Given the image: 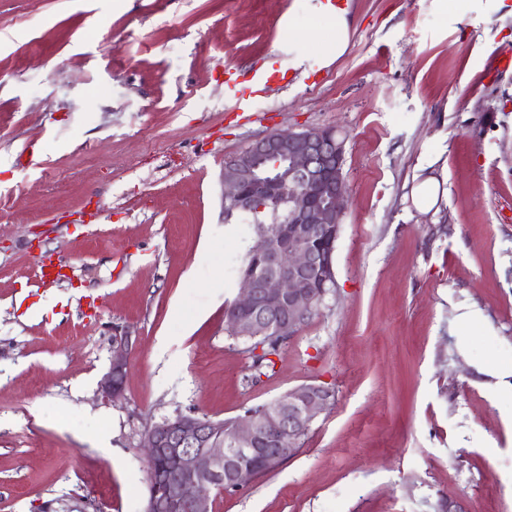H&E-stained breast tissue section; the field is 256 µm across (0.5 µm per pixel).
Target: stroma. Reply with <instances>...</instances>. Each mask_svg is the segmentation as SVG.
Instances as JSON below:
<instances>
[{"mask_svg":"<svg viewBox=\"0 0 512 512\" xmlns=\"http://www.w3.org/2000/svg\"><path fill=\"white\" fill-rule=\"evenodd\" d=\"M323 2L0 0V512H145L152 424L310 384L334 400L296 454L212 512H512V0H346V53L293 67L281 21L311 46ZM258 59L284 79L235 112L224 80ZM329 127L336 286L256 380L226 330L254 235L224 221V159ZM438 187L437 180L428 178L415 189V204L418 209L426 210L435 205L438 199ZM132 337L129 331L124 330L113 338L112 368L101 388L102 397L107 400L118 398L123 392L129 355L134 344Z\"/></svg>","mask_w":512,"mask_h":512,"instance_id":"1","label":"stroma"}]
</instances>
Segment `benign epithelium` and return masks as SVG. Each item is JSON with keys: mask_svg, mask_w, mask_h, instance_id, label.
Returning a JSON list of instances; mask_svg holds the SVG:
<instances>
[{"mask_svg": "<svg viewBox=\"0 0 512 512\" xmlns=\"http://www.w3.org/2000/svg\"><path fill=\"white\" fill-rule=\"evenodd\" d=\"M344 140L333 129L270 133L224 160L223 200L238 214L263 210L284 199L288 221L276 231L255 234L252 253L265 272L246 275L239 297L225 313L242 339L252 338L258 320L291 333L308 320L335 280L332 244L340 230L347 188L342 172ZM133 347L125 330L113 338L112 368L102 397L121 396ZM330 393L304 385L281 396L278 408L235 420L232 447H224L222 425L191 414L149 427L142 448L149 468L167 473L149 480L145 512H212L211 491L243 487L256 459L280 464L297 452L301 433L329 403Z\"/></svg>", "mask_w": 512, "mask_h": 512, "instance_id": "obj_1", "label": "benign epithelium"}]
</instances>
